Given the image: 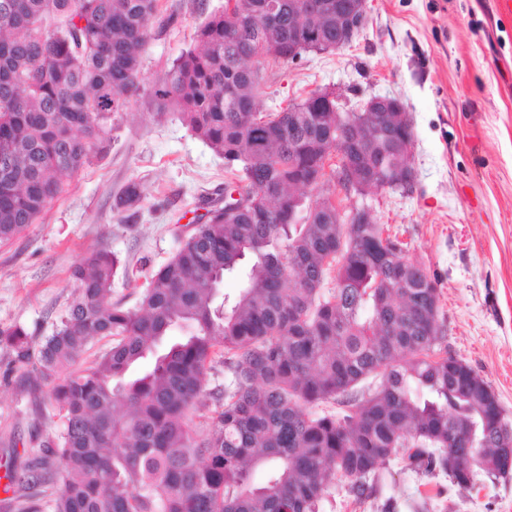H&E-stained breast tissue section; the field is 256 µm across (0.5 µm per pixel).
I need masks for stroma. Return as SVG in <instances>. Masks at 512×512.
Returning <instances> with one entry per match:
<instances>
[{
  "label": "stroma",
  "mask_w": 512,
  "mask_h": 512,
  "mask_svg": "<svg viewBox=\"0 0 512 512\" xmlns=\"http://www.w3.org/2000/svg\"><path fill=\"white\" fill-rule=\"evenodd\" d=\"M364 27L339 51L269 63L262 109L277 112L315 89L341 94L343 108L390 96L406 106L414 132L411 193L366 202L407 255L435 277L439 348L470 365L512 423V16L495 0H367ZM225 0H158L140 57L139 91L113 113L101 153L64 175V193L38 220L0 243V329L23 326L33 340L63 314L70 272L106 248L127 261L113 299L134 305L147 279L179 247L205 202L224 196V160L195 137L177 110L157 114L156 89ZM144 198L118 209L129 183ZM26 364L0 343V512H12L6 475L35 458L60 430L47 392L27 383ZM512 512V476L461 489L396 459L365 501L336 485L319 512Z\"/></svg>",
  "instance_id": "35a3bbf8"
}]
</instances>
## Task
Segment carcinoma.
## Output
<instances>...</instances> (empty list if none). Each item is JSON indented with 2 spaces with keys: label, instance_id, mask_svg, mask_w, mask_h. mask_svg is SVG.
Segmentation results:
<instances>
[{
  "label": "carcinoma",
  "instance_id": "carcinoma-1",
  "mask_svg": "<svg viewBox=\"0 0 512 512\" xmlns=\"http://www.w3.org/2000/svg\"><path fill=\"white\" fill-rule=\"evenodd\" d=\"M346 3L243 0L211 14L173 62L156 98L224 158V203L196 218L135 307L112 300L120 260L98 249L72 268L37 356L24 328L0 330L62 424L7 475L17 512H318L338 479L371 497L400 449L413 471L460 489L512 457L489 430L484 391L435 350L436 280L383 225L336 223L324 154L344 151L381 185L406 158L368 144L400 133L316 100L261 112L264 63L288 62L313 26L336 40ZM155 12L156 0H0L1 242L104 141L139 88ZM141 200L131 183L117 207ZM227 276L240 283L232 295ZM106 338L92 365L72 369ZM220 367L224 384L205 392ZM329 402L342 410L316 411ZM450 426L462 435L452 449ZM471 448L480 466L448 472V453Z\"/></svg>",
  "mask_w": 512,
  "mask_h": 512
}]
</instances>
